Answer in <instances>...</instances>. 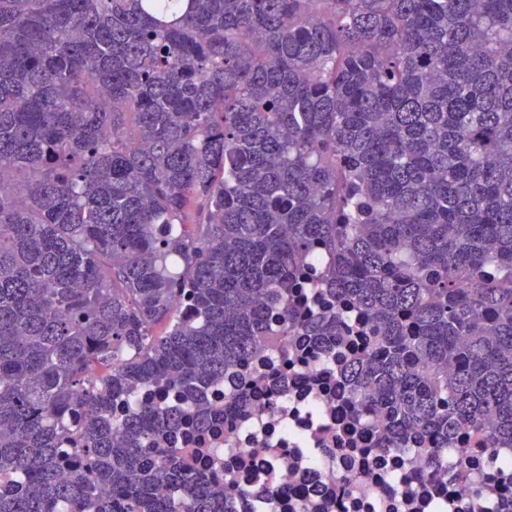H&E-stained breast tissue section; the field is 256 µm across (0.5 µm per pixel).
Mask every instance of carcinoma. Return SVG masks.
<instances>
[{
    "mask_svg": "<svg viewBox=\"0 0 512 512\" xmlns=\"http://www.w3.org/2000/svg\"><path fill=\"white\" fill-rule=\"evenodd\" d=\"M348 309L382 447L512 448V0H0V512H228L167 445ZM131 400L142 404L161 403L169 407L185 408L188 405L187 401L173 392H166L165 396H161L158 393V388L154 385H149L139 389Z\"/></svg>",
    "mask_w": 512,
    "mask_h": 512,
    "instance_id": "obj_1",
    "label": "carcinoma"
}]
</instances>
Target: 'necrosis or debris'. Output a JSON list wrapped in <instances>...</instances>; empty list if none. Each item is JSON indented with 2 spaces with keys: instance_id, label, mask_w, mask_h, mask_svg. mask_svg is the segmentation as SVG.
<instances>
[{
  "instance_id": "1",
  "label": "necrosis or debris",
  "mask_w": 512,
  "mask_h": 512,
  "mask_svg": "<svg viewBox=\"0 0 512 512\" xmlns=\"http://www.w3.org/2000/svg\"><path fill=\"white\" fill-rule=\"evenodd\" d=\"M272 342L212 386L215 427L174 448L230 512H512V448L471 449L459 479L453 460L380 447L336 363L300 336Z\"/></svg>"
}]
</instances>
